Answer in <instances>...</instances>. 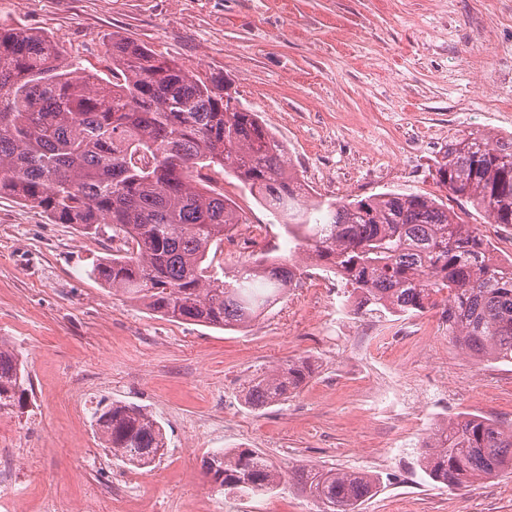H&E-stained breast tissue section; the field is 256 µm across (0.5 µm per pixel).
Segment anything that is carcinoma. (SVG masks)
Listing matches in <instances>:
<instances>
[{"instance_id":"cac0c4a2","label":"carcinoma","mask_w":512,"mask_h":512,"mask_svg":"<svg viewBox=\"0 0 512 512\" xmlns=\"http://www.w3.org/2000/svg\"><path fill=\"white\" fill-rule=\"evenodd\" d=\"M112 80L63 57L50 36L0 26V196L40 209L56 224L90 232L112 225L130 242L92 274L111 290L170 320L236 328L256 321L287 292L292 258L243 262L228 275L209 258L243 217L203 170L232 169L297 248L343 275L357 309L417 316L446 294L448 338L467 354L512 363V262L439 198L388 191L310 204L289 170L285 145L256 113L233 102L224 80L203 79L127 38L112 37ZM437 184L512 225V134L477 130L448 139ZM308 373L303 361L255 376L246 390L260 410L288 399ZM29 376L0 339V413L25 406ZM112 456L148 466L167 448L144 409L112 404L95 419ZM419 463L451 489L512 470V428L471 417L420 447ZM206 467L216 484L266 495L283 483L322 506L358 512L378 478L325 466L285 474L252 449L218 450Z\"/></svg>"}]
</instances>
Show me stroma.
<instances>
[{"label":"stroma","instance_id":"obj_1","mask_svg":"<svg viewBox=\"0 0 512 512\" xmlns=\"http://www.w3.org/2000/svg\"><path fill=\"white\" fill-rule=\"evenodd\" d=\"M0 24L50 35L68 58L111 78L106 49L131 39L233 96L284 142L312 199L394 190L445 199L491 251L512 261V226L488 223L435 180L450 135L512 134V0H0ZM247 223L264 226L250 258L289 254L281 224L233 173H209ZM110 225L84 234L0 197V338L24 361V408L0 417V512H105L103 480L130 486L134 512H318L291 486L241 498L204 462L255 449L300 464L380 477L359 512H512V474L452 490L418 450L440 416L512 424V363L465 354L440 309L404 320L375 312L328 324L302 260L298 284L247 328L172 321L104 288L92 274L118 250ZM307 360L311 376L263 411L249 380ZM142 407L167 449L151 472L112 457L93 418Z\"/></svg>","mask_w":512,"mask_h":512}]
</instances>
